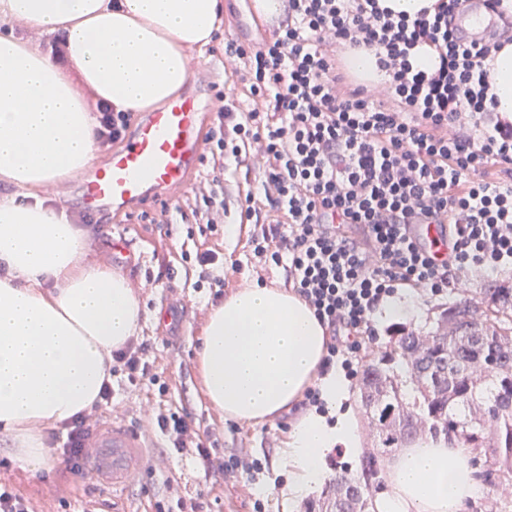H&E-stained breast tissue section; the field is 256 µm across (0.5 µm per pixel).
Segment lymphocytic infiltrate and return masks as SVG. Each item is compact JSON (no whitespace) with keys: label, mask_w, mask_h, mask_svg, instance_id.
I'll return each mask as SVG.
<instances>
[{"label":"lymphocytic infiltrate","mask_w":512,"mask_h":512,"mask_svg":"<svg viewBox=\"0 0 512 512\" xmlns=\"http://www.w3.org/2000/svg\"><path fill=\"white\" fill-rule=\"evenodd\" d=\"M464 2L435 0L410 17L379 0H279L268 40L224 42L230 87L205 137L217 172L207 222L224 221L225 159L257 168L240 217L263 207L270 219L248 245L283 267L325 327V367H351L396 288L440 292L467 270L512 268V120L488 96V63L512 42V13L502 0H479L499 27L464 43ZM425 49L435 65L421 62ZM358 51L375 53L384 84L352 80L345 59ZM96 111L98 150L108 153L134 115L102 101ZM432 223L448 227L440 262L409 231ZM95 423L79 414L65 424L60 454L75 474L87 473L81 441ZM154 426L170 450H194L212 474L263 468L246 456L213 457L188 414L157 415Z\"/></svg>","instance_id":"lymphocytic-infiltrate-1"}]
</instances>
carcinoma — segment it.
Wrapping results in <instances>:
<instances>
[{"mask_svg":"<svg viewBox=\"0 0 512 512\" xmlns=\"http://www.w3.org/2000/svg\"><path fill=\"white\" fill-rule=\"evenodd\" d=\"M359 397L373 446L307 512H371L394 449L450 436L486 465L490 512H508L498 494L512 482V285L448 302L428 331L396 330L363 365Z\"/></svg>","mask_w":512,"mask_h":512,"instance_id":"carcinoma-1","label":"carcinoma"}]
</instances>
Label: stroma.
Returning a JSON list of instances; mask_svg holds the SVG:
<instances>
[{
	"label": "stroma",
	"mask_w": 512,
	"mask_h": 512,
	"mask_svg": "<svg viewBox=\"0 0 512 512\" xmlns=\"http://www.w3.org/2000/svg\"><path fill=\"white\" fill-rule=\"evenodd\" d=\"M242 11L241 0H224V30L218 31L208 46L189 52L191 61L205 62L207 75L190 77L183 91L195 97L204 114H211L224 89L226 27L237 26L243 37L255 35L252 19L243 17ZM211 178L210 164L201 162L176 200L163 205L150 197L131 204L119 216L100 210L94 212L89 224L83 221V176L67 182L62 203L74 224H85L95 256L128 278L142 305L137 338L149 345L147 360L157 379L133 386L124 374L113 376L114 417L128 422L178 410L188 413L201 432L211 433L217 456H265L273 461L288 434L291 415L281 416L276 424L241 423L223 417L202 397L196 350L208 313L220 302L216 280L225 281L228 294L252 282L275 288L285 285L281 267L259 262L253 256L248 239L261 227L241 222L236 195L225 199V221L235 225L234 236L210 230L203 196ZM203 253L210 254V261L199 262ZM492 279L511 282L512 269L465 273L455 291L435 294L402 287L394 295L414 301L418 312L408 324L425 329L432 323L436 308L455 298L457 291H479ZM16 448L12 436L0 433V480L28 498L35 512H83L91 500L97 501L98 512H136L141 506L146 512H155V502L162 499L200 501L206 512H253L258 499L264 503V512H304L303 500L288 499L283 492L287 472L273 464L243 479L211 476L194 453L177 456L155 448L125 499L116 503L95 481L66 470L58 455H50L47 467L40 472L24 469L16 459Z\"/></svg>",
	"instance_id": "35a3bbf8"
}]
</instances>
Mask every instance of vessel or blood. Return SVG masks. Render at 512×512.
I'll list each match as a JSON object with an SVG mask.
<instances>
[{
  "label": "vessel or blood",
  "mask_w": 512,
  "mask_h": 512,
  "mask_svg": "<svg viewBox=\"0 0 512 512\" xmlns=\"http://www.w3.org/2000/svg\"><path fill=\"white\" fill-rule=\"evenodd\" d=\"M464 32H490L495 22L477 5L462 14ZM202 114L193 97L182 95L146 113L131 139L114 149L83 186L87 209L108 206L123 212L129 204L157 195L172 201L198 169L204 151ZM88 446L94 477H108L113 490L129 486L146 463V441L140 433L115 421L100 425Z\"/></svg>",
  "instance_id": "vessel-or-blood-1"
}]
</instances>
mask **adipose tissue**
Masks as SVG:
<instances>
[{
  "label": "adipose tissue",
  "mask_w": 512,
  "mask_h": 512,
  "mask_svg": "<svg viewBox=\"0 0 512 512\" xmlns=\"http://www.w3.org/2000/svg\"><path fill=\"white\" fill-rule=\"evenodd\" d=\"M1 22L67 34L61 59L0 34V183L11 189L0 196V432L20 436L19 462L35 471L48 458L42 428L91 411L113 351L141 319L127 277L88 258V233L45 198L96 157V120L79 89L119 109H158L189 79V49L220 30L224 3L0 0ZM326 342L298 294L248 284L209 313L197 350L203 394L225 417L257 425L294 413L280 449L294 497L326 482L332 449L359 445L348 381L320 371ZM312 386L324 412L297 408ZM471 459L444 439L402 449L376 512H468L485 492Z\"/></svg>",
  "instance_id": "adipose-tissue-1"
}]
</instances>
